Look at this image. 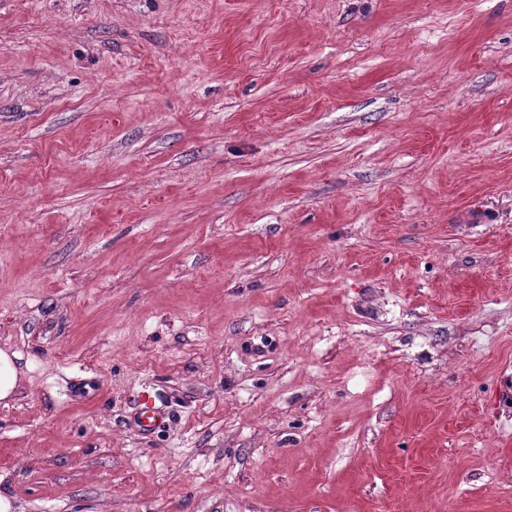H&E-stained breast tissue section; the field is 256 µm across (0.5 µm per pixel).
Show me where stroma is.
Returning a JSON list of instances; mask_svg holds the SVG:
<instances>
[{"instance_id": "35a3bbf8", "label": "stroma", "mask_w": 512, "mask_h": 512, "mask_svg": "<svg viewBox=\"0 0 512 512\" xmlns=\"http://www.w3.org/2000/svg\"><path fill=\"white\" fill-rule=\"evenodd\" d=\"M0 350L11 512H512V0H0ZM15 354L0 351V400L12 398L18 386V369Z\"/></svg>"}]
</instances>
